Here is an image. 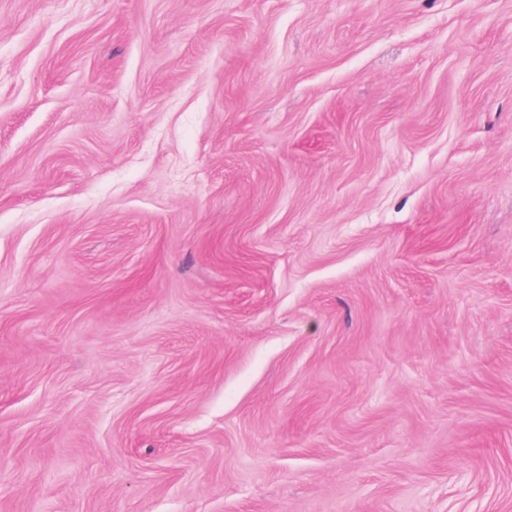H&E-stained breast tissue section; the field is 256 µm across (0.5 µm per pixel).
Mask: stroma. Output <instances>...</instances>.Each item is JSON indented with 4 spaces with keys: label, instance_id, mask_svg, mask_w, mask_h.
Segmentation results:
<instances>
[{
    "label": "stroma",
    "instance_id": "stroma-1",
    "mask_svg": "<svg viewBox=\"0 0 512 512\" xmlns=\"http://www.w3.org/2000/svg\"><path fill=\"white\" fill-rule=\"evenodd\" d=\"M0 512H512V0H0Z\"/></svg>",
    "mask_w": 512,
    "mask_h": 512
}]
</instances>
